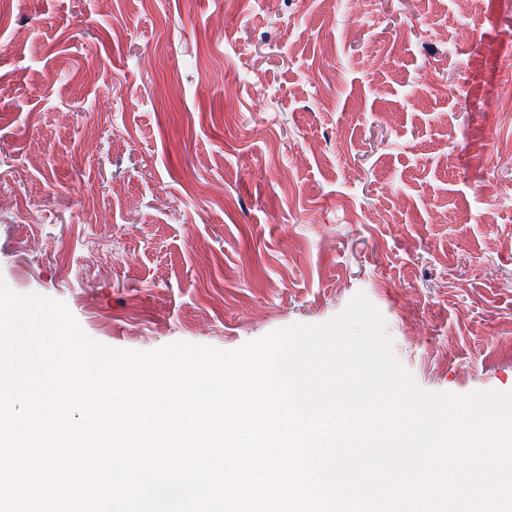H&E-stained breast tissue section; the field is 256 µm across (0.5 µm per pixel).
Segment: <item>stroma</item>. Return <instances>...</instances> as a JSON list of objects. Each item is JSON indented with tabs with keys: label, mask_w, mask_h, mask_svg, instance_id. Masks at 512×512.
Segmentation results:
<instances>
[{
	"label": "stroma",
	"mask_w": 512,
	"mask_h": 512,
	"mask_svg": "<svg viewBox=\"0 0 512 512\" xmlns=\"http://www.w3.org/2000/svg\"><path fill=\"white\" fill-rule=\"evenodd\" d=\"M512 0H13L0 279L113 348L364 293L423 389L512 392Z\"/></svg>",
	"instance_id": "obj_1"
}]
</instances>
